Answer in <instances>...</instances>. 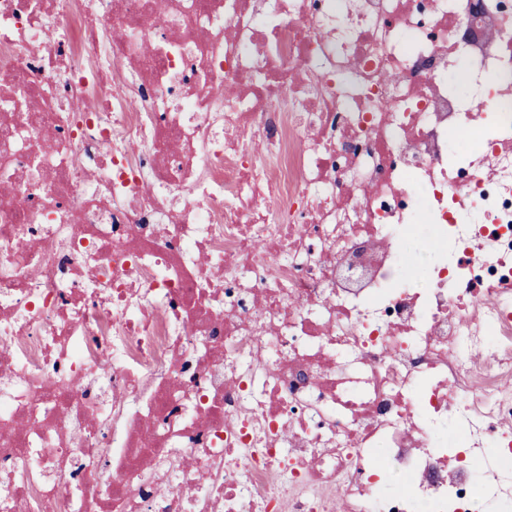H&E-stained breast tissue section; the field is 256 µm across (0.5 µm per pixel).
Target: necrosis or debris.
<instances>
[{"instance_id": "obj_1", "label": "necrosis or debris", "mask_w": 512, "mask_h": 512, "mask_svg": "<svg viewBox=\"0 0 512 512\" xmlns=\"http://www.w3.org/2000/svg\"><path fill=\"white\" fill-rule=\"evenodd\" d=\"M490 505L512 0H0V512ZM409 241H415L418 245L416 248V252H411L409 259L407 258V255L405 257L406 266L410 274L414 275L420 283L424 282V278L421 273V267L423 265V260L419 259V252H423L429 259L428 264L430 265L433 261L430 260V257L436 254L431 251L428 247V240L423 238L422 236L415 234L411 237H409L405 242V249L406 245Z\"/></svg>"}]
</instances>
